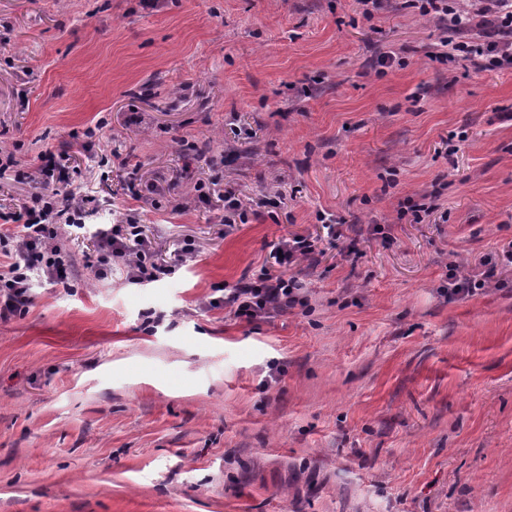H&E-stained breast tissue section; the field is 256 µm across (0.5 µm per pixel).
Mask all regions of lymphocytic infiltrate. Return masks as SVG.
Returning a JSON list of instances; mask_svg holds the SVG:
<instances>
[{
	"label": "lymphocytic infiltrate",
	"mask_w": 512,
	"mask_h": 512,
	"mask_svg": "<svg viewBox=\"0 0 512 512\" xmlns=\"http://www.w3.org/2000/svg\"><path fill=\"white\" fill-rule=\"evenodd\" d=\"M416 8L439 22L446 57L460 56L482 68H512V0H413ZM67 150L45 153L26 180L39 183L18 210H0V321L24 313L31 301L34 275L69 285L80 273L68 243L74 231L84 229L96 210L92 198H77L53 190L54 182L69 174ZM325 236L295 234L282 237L268 264L243 278L209 307L225 308L236 319L253 323L305 305L303 286L293 268L323 254L325 245L344 237L342 225L325 222ZM199 249L185 239L173 262L161 263L135 215L96 231L95 259L90 268L96 279L121 267L128 283L144 285L196 262Z\"/></svg>",
	"instance_id": "f902f5d3"
}]
</instances>
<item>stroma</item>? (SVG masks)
I'll use <instances>...</instances> for the list:
<instances>
[{"label":"stroma","mask_w":512,"mask_h":512,"mask_svg":"<svg viewBox=\"0 0 512 512\" xmlns=\"http://www.w3.org/2000/svg\"><path fill=\"white\" fill-rule=\"evenodd\" d=\"M440 37L405 0H0V148H69L59 191L113 194L79 260L131 209L160 260L200 249L145 285L35 279L0 321V512H512V268L442 293L512 245V68ZM196 138L221 171L181 158ZM214 177L273 216L228 233L218 197L122 190ZM322 214L347 237L298 269L307 306L205 307ZM458 265L456 262H450V271L452 272L448 281V298L471 297L476 294V290L484 287L485 281H476L468 277L460 278L457 275Z\"/></svg>","instance_id":"35a3bbf8"}]
</instances>
